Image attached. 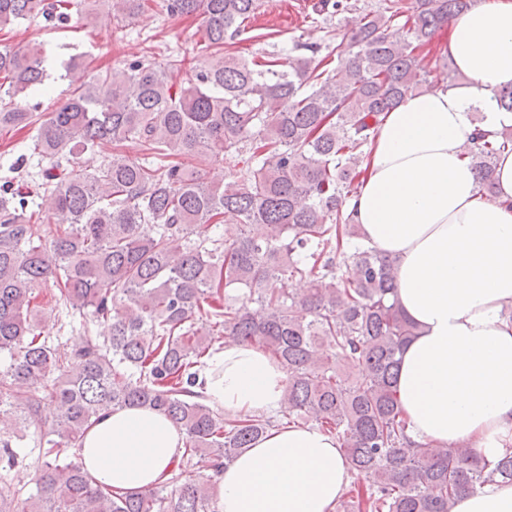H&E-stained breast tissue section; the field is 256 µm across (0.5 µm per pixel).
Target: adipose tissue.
Masks as SVG:
<instances>
[{"label": "adipose tissue", "mask_w": 512, "mask_h": 512, "mask_svg": "<svg viewBox=\"0 0 512 512\" xmlns=\"http://www.w3.org/2000/svg\"><path fill=\"white\" fill-rule=\"evenodd\" d=\"M444 50L464 84L440 79L386 113L346 210L365 244L396 258L397 298L418 327L397 377L410 437L495 459L512 450V151L496 162L490 199L465 151L475 126H512L495 101L512 87V0L455 16ZM199 379L230 415L287 408L283 368L254 346L225 344ZM183 446L170 419L126 408L89 427L77 456L95 484L135 491L167 481ZM351 481L340 442L311 425L270 430L214 477L219 512H333ZM452 512H512V484L484 485Z\"/></svg>", "instance_id": "obj_1"}]
</instances>
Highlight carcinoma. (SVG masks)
<instances>
[{
	"label": "carcinoma",
	"instance_id": "1",
	"mask_svg": "<svg viewBox=\"0 0 512 512\" xmlns=\"http://www.w3.org/2000/svg\"><path fill=\"white\" fill-rule=\"evenodd\" d=\"M475 0H382L362 14L330 67L321 47L297 42L249 59L224 53L259 0H163L174 17L204 19L193 80L147 59L93 75L44 121L21 104L44 84L37 43L0 45V130L36 126L17 170L46 161L31 192L0 185V512H219L212 476L275 427L264 415L232 418L197 390V366L232 340L257 345L287 374L288 422L336 437L364 485L346 508L452 512L455 500L496 481L512 483V452L489 460L471 444L432 448L410 439L395 383L416 336L396 300L394 257L361 242L345 205L360 185L365 151L385 112L430 84L418 50ZM145 0H0V31L72 13L122 22ZM403 21L412 40L387 34ZM90 171L80 159L111 144ZM512 130L471 137L467 154L483 194H495L498 156ZM238 168L212 185L201 167ZM246 167H239V164ZM235 224L231 240L209 235ZM300 277L306 287L287 291ZM57 290L64 319L106 321L68 348L49 336L37 304ZM55 425L38 446L36 494L19 502L8 478L29 452L20 441ZM149 407L179 425L184 453L164 483L114 492L96 485L61 449L77 447L100 415ZM189 469L211 472L186 479Z\"/></svg>",
	"mask_w": 512,
	"mask_h": 512
}]
</instances>
